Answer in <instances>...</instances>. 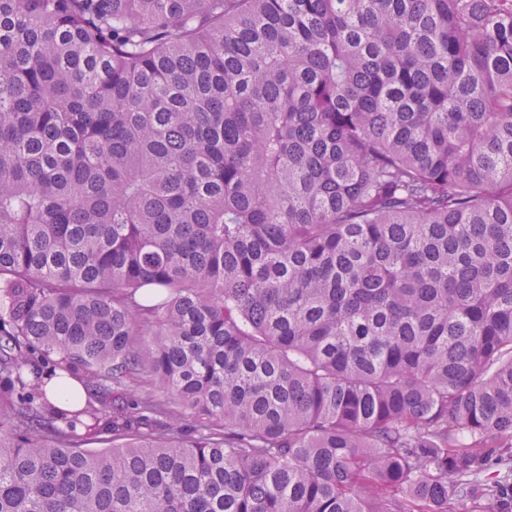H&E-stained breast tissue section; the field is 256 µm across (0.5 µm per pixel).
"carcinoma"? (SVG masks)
<instances>
[{
	"label": "carcinoma",
	"mask_w": 512,
	"mask_h": 512,
	"mask_svg": "<svg viewBox=\"0 0 512 512\" xmlns=\"http://www.w3.org/2000/svg\"><path fill=\"white\" fill-rule=\"evenodd\" d=\"M493 459L512 0H0V512H497Z\"/></svg>",
	"instance_id": "carcinoma-1"
}]
</instances>
